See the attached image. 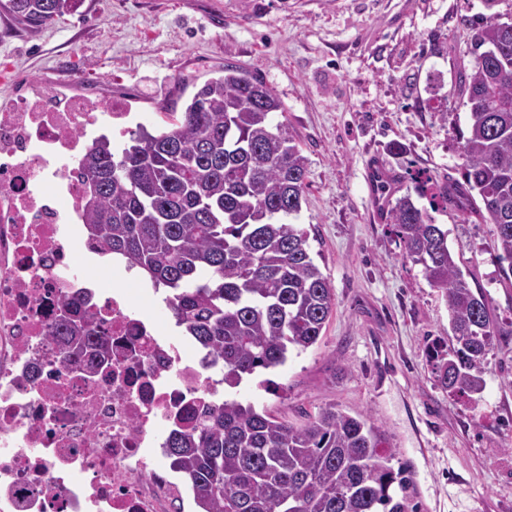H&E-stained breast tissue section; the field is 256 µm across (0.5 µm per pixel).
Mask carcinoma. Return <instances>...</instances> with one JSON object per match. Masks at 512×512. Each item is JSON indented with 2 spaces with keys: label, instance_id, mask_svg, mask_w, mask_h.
I'll return each mask as SVG.
<instances>
[{
  "label": "carcinoma",
  "instance_id": "cac0c4a2",
  "mask_svg": "<svg viewBox=\"0 0 512 512\" xmlns=\"http://www.w3.org/2000/svg\"><path fill=\"white\" fill-rule=\"evenodd\" d=\"M83 2L0 0V16L36 31ZM472 45L493 55L464 82L472 123L460 133L462 180L431 196V207L453 199L467 217L494 224L498 259L512 272V22L473 26ZM283 113L264 82L225 68L165 125L141 126L116 147L102 136L80 161L88 245L166 288L176 326L232 389L315 345L335 306L308 233L288 221L301 208L308 160ZM389 220L402 256L422 266L448 306V348L427 347L436 382L475 400L488 352L512 329L486 292L469 288L426 209L407 194ZM88 303L85 292L62 302L51 335L90 355L93 370L112 360V345L78 310ZM379 440L362 413L330 407L295 427L229 397L169 434L164 448L199 512H417L406 469Z\"/></svg>",
  "mask_w": 512,
  "mask_h": 512
}]
</instances>
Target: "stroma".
Segmentation results:
<instances>
[{
  "instance_id": "stroma-1",
  "label": "stroma",
  "mask_w": 512,
  "mask_h": 512,
  "mask_svg": "<svg viewBox=\"0 0 512 512\" xmlns=\"http://www.w3.org/2000/svg\"><path fill=\"white\" fill-rule=\"evenodd\" d=\"M490 16L512 20V0H84L35 32L0 16L4 109L75 91L150 127L227 66L274 90L308 159L291 221L308 230L336 306L318 342L274 373L277 393L256 374L237 397L295 424L330 406L366 414L411 471L418 512H512V336L488 355L481 398L448 397L425 352L447 342L448 307L374 219L365 174L382 158L395 199L415 195L417 171L437 190L460 179L471 24ZM432 217L470 288L512 324L493 225L464 222L454 204Z\"/></svg>"
}]
</instances>
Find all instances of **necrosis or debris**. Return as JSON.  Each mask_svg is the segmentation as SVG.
Instances as JSON below:
<instances>
[{"label": "necrosis or debris", "instance_id": "obj_1", "mask_svg": "<svg viewBox=\"0 0 512 512\" xmlns=\"http://www.w3.org/2000/svg\"><path fill=\"white\" fill-rule=\"evenodd\" d=\"M127 119L119 103L52 91L0 113V512L183 509L164 439L216 402V385L183 340L158 332L121 272L105 296L77 263L79 160ZM82 291L112 338V363L90 372L77 358L58 375L50 327Z\"/></svg>", "mask_w": 512, "mask_h": 512}]
</instances>
